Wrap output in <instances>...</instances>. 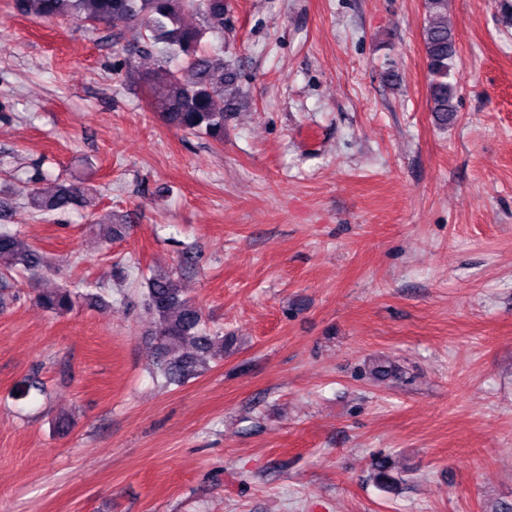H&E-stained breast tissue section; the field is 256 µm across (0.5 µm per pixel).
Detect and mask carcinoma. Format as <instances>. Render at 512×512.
Wrapping results in <instances>:
<instances>
[{"mask_svg": "<svg viewBox=\"0 0 512 512\" xmlns=\"http://www.w3.org/2000/svg\"><path fill=\"white\" fill-rule=\"evenodd\" d=\"M428 13L423 43L430 75L433 111L443 119L455 111V87L449 82L456 56L455 40L448 26V0H425ZM19 14L43 23L79 17L91 24H107L117 39H126L128 58H151L154 67L141 75L152 109L164 121L189 134L224 143L226 91L236 82L232 64L224 60V45L204 42L207 35L224 34V0H15ZM43 173L23 181L17 192L25 208L40 215H54L96 206L94 190L81 181L53 180ZM91 228L103 243L125 234L126 224L98 219ZM39 282L51 261L25 244L16 231L0 225V288H9L17 267ZM98 293L78 285L37 289L36 301L54 316H64L81 302H99ZM142 306L150 316V334L156 343V373L164 385L182 386L209 369L211 358L224 354L234 337L207 329L201 307L182 294L178 271L153 273L145 279ZM377 382L398 379L381 360L368 369ZM371 479L381 489L402 482L387 456L372 462Z\"/></svg>", "mask_w": 512, "mask_h": 512, "instance_id": "cac0c4a2", "label": "carcinoma"}]
</instances>
